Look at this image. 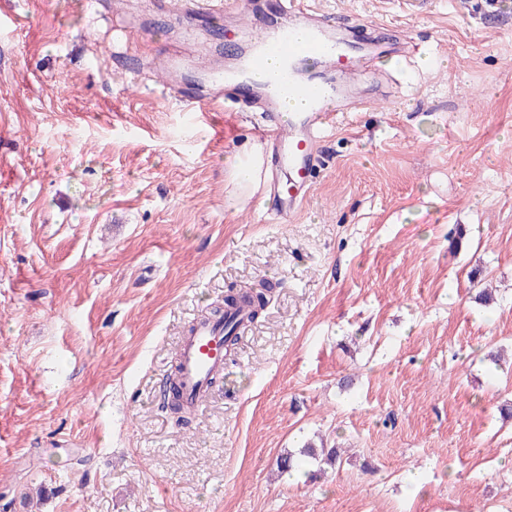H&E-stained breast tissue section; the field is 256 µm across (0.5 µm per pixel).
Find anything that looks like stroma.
Wrapping results in <instances>:
<instances>
[{"mask_svg":"<svg viewBox=\"0 0 512 512\" xmlns=\"http://www.w3.org/2000/svg\"><path fill=\"white\" fill-rule=\"evenodd\" d=\"M167 2L0 0V512H512V0H315L383 58L286 221L224 176L260 112L116 77L178 51L203 82L280 0ZM261 279L176 423L190 327ZM308 442L341 465L279 473Z\"/></svg>","mask_w":512,"mask_h":512,"instance_id":"35a3bbf8","label":"stroma"}]
</instances>
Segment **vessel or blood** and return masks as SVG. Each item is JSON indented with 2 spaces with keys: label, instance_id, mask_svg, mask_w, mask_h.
Wrapping results in <instances>:
<instances>
[{
  "label": "vessel or blood",
  "instance_id": "vessel-or-blood-1",
  "mask_svg": "<svg viewBox=\"0 0 512 512\" xmlns=\"http://www.w3.org/2000/svg\"><path fill=\"white\" fill-rule=\"evenodd\" d=\"M250 33L233 67L211 70L206 84L193 89L174 81L181 62L177 55H169L170 77L159 93L177 96L185 112H207L214 104L235 102L246 95L260 111L275 115L288 99L301 100L303 112L267 129L276 167L292 171L297 178L277 211L285 219L302 205L313 185L321 166L318 142L322 135L338 116L365 111L368 103L346 83L332 80V73L345 76L355 71L357 60L307 0H286L277 15L252 21ZM178 365L182 394L185 400L195 401L224 369L223 327L196 322L181 346Z\"/></svg>",
  "mask_w": 512,
  "mask_h": 512
}]
</instances>
